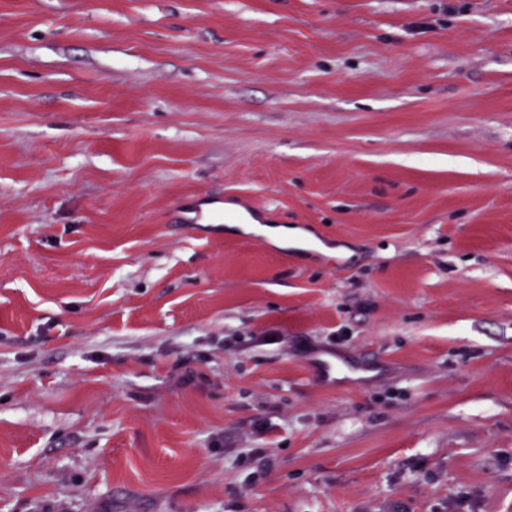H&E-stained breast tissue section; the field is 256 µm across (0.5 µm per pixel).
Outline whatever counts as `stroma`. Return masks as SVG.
Segmentation results:
<instances>
[{"instance_id":"35a3bbf8","label":"stroma","mask_w":512,"mask_h":512,"mask_svg":"<svg viewBox=\"0 0 512 512\" xmlns=\"http://www.w3.org/2000/svg\"><path fill=\"white\" fill-rule=\"evenodd\" d=\"M0 512H512V0H0Z\"/></svg>"}]
</instances>
